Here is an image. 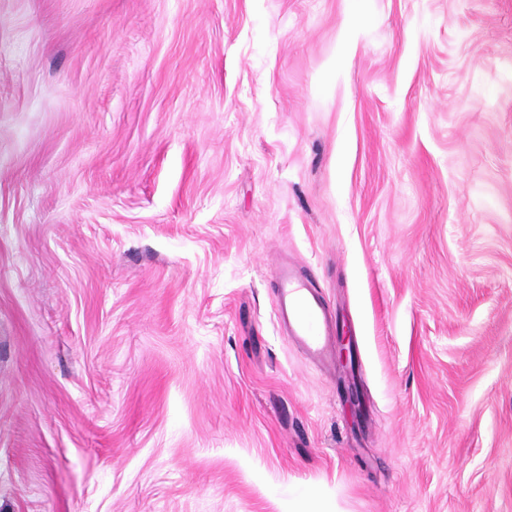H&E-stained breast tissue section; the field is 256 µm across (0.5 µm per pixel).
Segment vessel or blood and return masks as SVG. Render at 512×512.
I'll return each instance as SVG.
<instances>
[{
	"label": "vessel or blood",
	"mask_w": 512,
	"mask_h": 512,
	"mask_svg": "<svg viewBox=\"0 0 512 512\" xmlns=\"http://www.w3.org/2000/svg\"><path fill=\"white\" fill-rule=\"evenodd\" d=\"M275 278L281 328L310 361L335 369L338 323L319 291L301 269L289 262L278 267Z\"/></svg>",
	"instance_id": "vessel-or-blood-1"
}]
</instances>
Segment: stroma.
<instances>
[{"mask_svg":"<svg viewBox=\"0 0 512 512\" xmlns=\"http://www.w3.org/2000/svg\"><path fill=\"white\" fill-rule=\"evenodd\" d=\"M0 512H512V0H0ZM276 312L280 327L313 363L336 369V333L325 301L305 273L288 262L275 272Z\"/></svg>","mask_w":512,"mask_h":512,"instance_id":"obj_1","label":"stroma"}]
</instances>
